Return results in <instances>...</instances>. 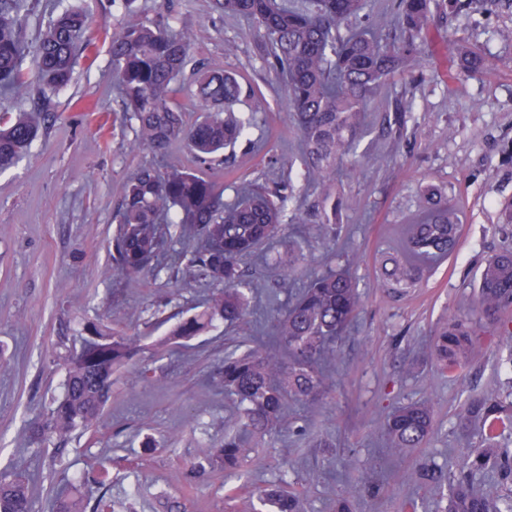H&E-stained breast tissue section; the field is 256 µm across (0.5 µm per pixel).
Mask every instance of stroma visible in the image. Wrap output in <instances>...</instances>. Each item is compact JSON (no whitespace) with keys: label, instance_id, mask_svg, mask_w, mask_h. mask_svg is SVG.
I'll use <instances>...</instances> for the list:
<instances>
[{"label":"stroma","instance_id":"stroma-1","mask_svg":"<svg viewBox=\"0 0 512 512\" xmlns=\"http://www.w3.org/2000/svg\"><path fill=\"white\" fill-rule=\"evenodd\" d=\"M76 3L93 19L88 57L48 99L45 128L30 155L0 173V357L9 362L0 371V472L27 469L35 512H48L51 490L66 482L89 498L106 494L114 512H158L163 497L180 501L186 512H251L250 502L270 482L303 491L308 512H336L341 500L351 512H446L447 489L418 482L416 470L427 464L455 477L467 449L480 446L479 431L465 435L457 427L470 396L494 390L512 402V352L488 324L477 323L480 351L463 371L438 372L417 352L448 317L472 309L481 265L512 246V0L492 7L485 0H432L421 65L388 81L367 105L365 131L344 160L357 176L327 191L293 180L295 192L319 210L305 236L284 231L275 251L305 254L294 273L301 283L327 257L333 267L348 268L363 307L338 344L336 386L320 396L314 415L289 403V430L245 449L238 473L192 487L182 482L184 468L223 444L224 423L236 412L234 399L208 381L235 346L270 340L287 273L246 258L245 277L268 304L248 325L217 321L178 343L170 331L203 310L209 289L182 287V265L134 283L113 274L123 187L153 157L126 149L133 131L117 117L103 27L120 26L133 14L164 15L193 32L198 59L240 74L244 93L264 95L267 110L250 141L227 149L223 165H199L180 141L169 148L170 161L216 181L225 200L247 182L273 187L280 178L276 159L299 158L302 143L251 21L218 12L213 0H25L29 31ZM228 41L238 46L231 57L224 54ZM461 46L490 53L498 66L467 73ZM408 98L413 111H400ZM431 184L463 211L459 247L407 294H391L380 285L375 260L393 226L422 207ZM326 222L335 225V236H320ZM91 322L138 338L137 356L113 374L112 396L94 433L61 449L26 447L28 424L46 418L62 391V356L79 349ZM428 399L435 409L430 439L405 461L391 460L380 436L383 419L398 406ZM320 439L325 447H317Z\"/></svg>","mask_w":512,"mask_h":512}]
</instances>
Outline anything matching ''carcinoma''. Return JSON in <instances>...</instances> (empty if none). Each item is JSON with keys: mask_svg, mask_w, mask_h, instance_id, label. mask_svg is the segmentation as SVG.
<instances>
[{"mask_svg": "<svg viewBox=\"0 0 512 512\" xmlns=\"http://www.w3.org/2000/svg\"><path fill=\"white\" fill-rule=\"evenodd\" d=\"M226 14L251 20L265 38V61L283 78L303 153L300 176L308 185L335 183L362 128L367 104L406 65L418 66V39L431 21V0H400L398 43L387 42L383 29L341 25L358 20L366 0H216ZM22 0H0V90L29 99L60 91L70 82L78 58L89 46L81 42L88 26L78 8L59 13L30 42L39 88L23 70L25 15ZM112 73L121 98L123 118L134 124L128 144L132 153L164 157L172 142H186L200 163L233 147L265 111L262 97L248 113L237 108L242 86L236 75L213 69L194 55V39L172 28L164 18L133 17L112 33ZM464 69L482 73L495 62L481 51L463 47ZM191 99L201 116L191 126L172 103L174 91ZM44 124L43 111L32 108L0 115V172L25 158ZM286 197L242 187L235 200L199 174L169 163L164 169L140 167L125 185L113 236L115 269L129 279L163 264L165 249L181 244L177 263H187L196 281L214 286L206 308L173 330L190 339L214 320L242 324L250 315V295L258 287L244 281L241 263L260 247L273 243L283 228ZM458 207L430 185L420 215L402 225L399 247L381 253L382 287L402 294L424 272L452 255L461 236ZM362 306L356 278L331 266L314 271L301 292L277 309L273 333L279 347L237 348L224 356V366L211 379L217 392L235 397L239 412L227 422L224 444L183 473L191 485L212 472H232L242 462V449L260 445L289 427L288 400L312 405L329 388L338 353L336 339ZM476 307L499 336L512 345V248L505 247L482 266ZM80 350L65 359L63 393L50 416L26 431L31 445L53 439L68 442L76 431L91 430L112 394V375L136 355L125 336L101 324L87 327ZM431 356L450 372L464 369L478 352L470 318L453 315L431 338ZM503 405L493 391L468 399L458 413L459 425L479 421L487 447L469 453L460 475L448 483L447 512H512V499L502 501L475 485L473 474L497 468L512 475V455L493 451L494 424ZM434 429L430 402L403 405L381 424L389 456L401 460L425 445ZM275 512H306L307 498L273 484L259 496ZM99 498L89 504L65 486L55 492L52 512H109ZM0 512H33L29 482L17 472L0 473Z\"/></svg>", "mask_w": 512, "mask_h": 512, "instance_id": "obj_1", "label": "carcinoma"}]
</instances>
